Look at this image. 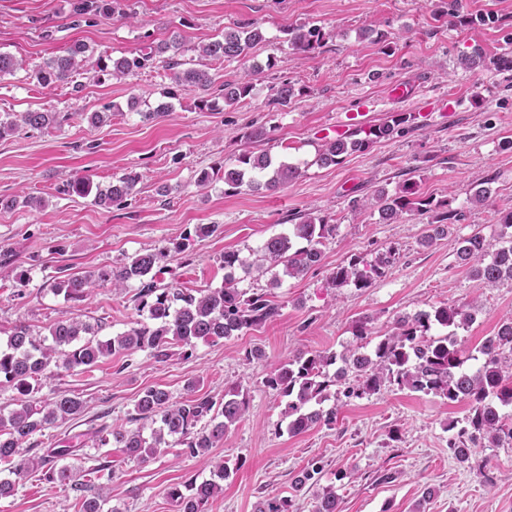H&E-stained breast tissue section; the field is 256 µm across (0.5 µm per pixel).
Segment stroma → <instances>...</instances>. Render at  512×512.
<instances>
[{
  "instance_id": "35a3bbf8",
  "label": "stroma",
  "mask_w": 512,
  "mask_h": 512,
  "mask_svg": "<svg viewBox=\"0 0 512 512\" xmlns=\"http://www.w3.org/2000/svg\"><path fill=\"white\" fill-rule=\"evenodd\" d=\"M125 16L73 15L76 0H0V51L22 59L24 70L0 77V115L47 109L71 118L46 131L22 129L0 138V195L45 199L38 211L17 206L0 210V341L18 323L46 334L61 316L99 326L107 339L129 329L136 318L134 288L115 291L97 284L83 301L70 302L51 285L61 270L109 269L138 253L190 236L188 256H171L165 282L189 288H217L224 281L221 258L235 251L254 260L263 242L288 232L292 218L326 217L336 234L323 249L319 266L300 279L249 277L247 292L267 293L280 316L261 328L219 343L196 342L175 348L158 363L148 353L115 356L95 370H59L42 380L38 395L79 398L77 418L56 422L36 436L38 447L62 442L106 425L127 426L139 394L158 386L181 397L187 383L195 393L220 401L225 388L239 385L249 408L210 454L190 456L184 446L147 463L127 460L120 449L86 441L75 465L108 461L103 478L104 512H176L169 486L210 476L212 458L224 459L230 476L207 512H255L259 501L289 497L296 512H313L318 495L335 488L339 512H512V445L478 449L486 463L477 468L455 459L448 448V423L468 412L433 395L385 388L362 399L344 400L333 427L318 426L291 436L280 429L286 400L262 380L268 364L300 351L342 352L353 340L356 321L369 318L375 334L391 332L397 317L441 304L475 303V321L458 336L472 355L483 340L512 317V285L495 287L472 278L456 262L457 240L478 231L490 249L498 247L497 212L512 205V71L499 59L512 51V0H122ZM261 24L265 43L255 61L275 56L247 99L233 105L199 107L201 92L175 84L163 68L120 80H96L85 66L73 83L51 88L26 77L46 60L66 55L76 42L90 55L136 52L178 29L184 60L197 59L199 43L232 23ZM323 29L320 53L301 57L285 41L288 26ZM385 33L393 53L362 35ZM476 56L475 65L463 60ZM288 80L300 93L288 106L268 105L271 87ZM409 94L395 96V85ZM138 97L139 111L128 110ZM171 103L165 116L144 120L142 110ZM364 111L366 124L410 114L403 133L347 155L339 165L318 164L317 154L346 113ZM104 122L91 124L94 112ZM264 127L265 140H246V131ZM271 154L298 164L301 176L274 192L224 191L222 180L196 184L201 170L218 167L246 151ZM138 175L126 206L106 209L93 196L66 192L64 183L85 176L107 187L126 174ZM490 180L485 204L469 200L471 186ZM416 182L423 196L450 205L458 219L447 237L425 247L420 237L431 214H412L394 223L380 219L375 198ZM217 230L195 237L196 225ZM390 256L385 275L372 287L332 288L327 279L337 265L357 256L372 263ZM25 274L17 285L16 274ZM262 348L265 361L245 353ZM322 466L316 486L294 491L297 472L309 461ZM344 479H337V471ZM392 482H383V474ZM433 488L422 502L424 488ZM0 512H79L78 494L49 484L40 474L16 480L14 496L0 499Z\"/></svg>"
}]
</instances>
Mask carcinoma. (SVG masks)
Listing matches in <instances>:
<instances>
[{
	"mask_svg": "<svg viewBox=\"0 0 512 512\" xmlns=\"http://www.w3.org/2000/svg\"><path fill=\"white\" fill-rule=\"evenodd\" d=\"M288 49L299 56H307L325 44L322 28L299 24L286 30ZM266 41L258 22L248 20L235 23L206 43L197 46L200 57L220 65L245 60L250 50ZM87 47L75 44L68 55L49 59L27 74V78L43 87L66 83L80 68ZM184 52L183 37L177 30L148 52L112 58L98 56L95 61L97 80L106 77L122 79L155 63L173 72L174 81L195 86L204 92L212 90L214 79L210 72L197 68H183L180 59ZM275 66L274 58L266 64L254 63L243 68L238 79L224 82L222 99L225 105L244 101L254 88L253 80ZM24 68L23 60L0 51V77L13 75ZM270 104L285 107L295 97V85L282 81L272 87ZM410 117L401 114L364 131L338 136L325 142L319 151L318 162L324 166L338 165L343 156L352 151H363L370 145L390 138L401 130ZM61 123L56 112L27 111L10 120L0 118V138L19 128L47 129ZM301 174L299 165L281 160L270 153L245 152L233 161L209 173L203 171L197 185H209L215 176L224 182V192L236 193L244 186L252 191L265 189L275 192ZM138 175L127 174L97 191L95 203L104 208L127 205L132 197ZM381 219L393 223L412 212L433 210V200L418 192L413 182L405 183L398 193L377 196ZM457 213L448 210L426 225L421 244L430 246L448 235L449 223ZM336 225L325 217H308L291 225L286 234L269 237L260 249L259 259L249 262L235 251H226L222 258L224 283L219 288L194 289L164 285L161 275L165 262L173 254H182L189 248V237L154 250L138 253L131 260L110 270L98 269L68 273L53 282L54 292L70 301H82L98 282H111L112 288L122 291L133 282L138 284L135 310L140 320L125 332L109 339H100L90 325L75 317H62L52 323L49 335L33 333L30 326L19 323L0 344V387L16 393L15 408L0 411V463L9 465L8 471L19 476L39 471L43 480L59 483L83 493L81 512H102L105 502L103 488L94 484L104 466L98 464L83 469L65 463L77 449L64 445L35 451L31 439L57 421L81 413L82 401L76 397L58 395L36 399L34 394L42 379L63 367L92 369L100 360L115 355L131 356L146 351L157 362H165L176 346L192 347L197 340L215 343L256 330L280 316V306L267 294L246 291L237 287L240 278L236 270L245 274L263 275L277 267L290 278H302L322 261L325 242L335 236ZM499 240L501 246L488 254L485 238L479 232L458 242L456 257L470 269L472 275L489 286L512 283V206L499 211ZM389 260L380 257L367 264L354 257L336 267L328 285L340 288L353 285L368 288L385 274ZM476 306L471 303L437 306L430 311H419L412 316L398 318L391 333L372 342L368 321L356 322L353 344L338 355L330 351H299L288 360L268 368L263 384L278 396L287 399L282 418L291 435L308 431L316 425L330 426L336 422V407L328 409L323 403L330 398V387L340 379L353 374L343 395L363 398L379 393L384 387L408 389L425 395H434L450 403L465 402L469 414L465 425L448 424V430H457L448 439V448L460 462H467L473 449L494 447L504 439L512 441V416L501 412L512 408V318L504 321L495 335L486 338L478 348V355H469L460 347L456 329L473 322ZM446 328L448 333L435 336L431 331ZM482 358L475 369L464 367L470 359ZM340 364L334 374L328 368ZM247 397L238 386L224 389V400L195 395V384L187 385V395L175 399L160 387L145 389L137 399L136 416L131 421L135 428L103 426L93 433L101 446L108 444L122 449L130 460L145 463L166 452L174 444L186 446L192 456L204 455L224 439L227 430L245 415ZM147 421L152 425L150 435H144ZM229 467L222 461L212 464L210 478L200 483L183 482L169 488L168 496L177 512H207L210 499L223 491ZM293 502L288 498L267 499L256 512H292ZM315 512H337L336 491L329 488L318 497Z\"/></svg>",
	"mask_w": 512,
	"mask_h": 512,
	"instance_id": "carcinoma-1",
	"label": "carcinoma"
}]
</instances>
